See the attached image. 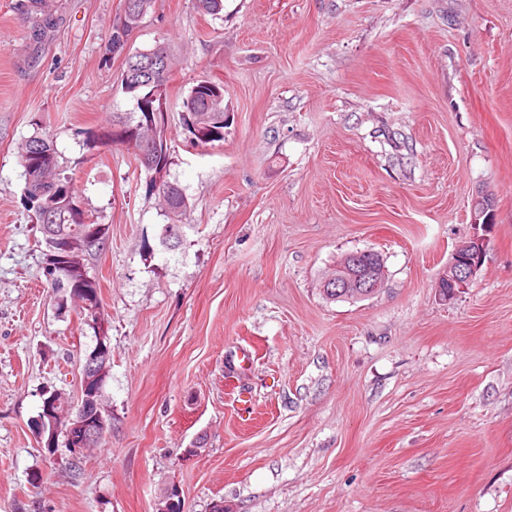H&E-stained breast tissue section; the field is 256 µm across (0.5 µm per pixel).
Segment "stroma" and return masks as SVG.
Here are the masks:
<instances>
[{
	"label": "stroma",
	"mask_w": 512,
	"mask_h": 512,
	"mask_svg": "<svg viewBox=\"0 0 512 512\" xmlns=\"http://www.w3.org/2000/svg\"><path fill=\"white\" fill-rule=\"evenodd\" d=\"M23 2L0 0V512H155L171 483L183 512H512V0H155L127 50L175 58L174 250L132 151L83 144L134 106L122 57L102 61L123 0H42L38 40ZM201 80L224 85V139L193 146L181 104ZM40 127L110 228L112 427L78 455L30 428L46 391L79 398L95 345L50 303L23 204L18 146ZM479 192L484 262L447 302ZM360 250L384 287L327 299ZM243 347L256 359L232 370ZM364 257L366 258V263L363 266L364 268L367 266H378L381 268L373 267V269L369 272V276L364 279L361 278V275L351 279L347 276L343 277L340 272L344 270V266L347 264L346 259H349V256H345L336 264V282L330 278L324 283L325 288H323V291L328 299L336 301L357 300L374 294H359V296L356 294H346L341 297H336V293H338L336 288H342L343 290L340 292L346 291L349 288H366V291L368 292H375L381 288L385 280V274L383 273L384 269L382 268L384 267L382 257L377 252L374 253L372 251H369L368 254H364ZM330 283H332L333 287L336 288H331V290L326 288V286Z\"/></svg>",
	"instance_id": "35a3bbf8"
}]
</instances>
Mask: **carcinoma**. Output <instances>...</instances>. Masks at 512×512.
<instances>
[{"mask_svg":"<svg viewBox=\"0 0 512 512\" xmlns=\"http://www.w3.org/2000/svg\"><path fill=\"white\" fill-rule=\"evenodd\" d=\"M155 0H124L123 16L112 24L107 41V57L123 53L132 26L142 23L145 15L154 6ZM173 66V54L162 46L136 52L125 57L120 75L122 91L132 100L147 95L151 88L139 84L144 78L152 80L155 86H164L169 82ZM205 85L197 82L191 87L182 101V124L190 143L205 146L224 141V97L213 98L211 104L204 102L202 89ZM207 112L213 120L207 125L201 124L197 113ZM148 115L136 109L132 112L115 113L112 123L99 129L82 131L84 143L90 150L100 145L121 146L133 152L139 166L146 172L145 192L151 196L162 193L168 196V208L164 216L168 223L160 233L162 245L176 248L184 236L182 218L189 207L188 198L183 189L168 180L172 154L170 145L156 157L153 165H148L140 155L141 145L138 137H147L157 133L160 139L168 140V128L163 125L155 129L148 124ZM120 126L133 133L128 141L112 140V128ZM19 164L23 168V202L32 211L36 223L40 224L45 243L43 274L51 275L47 285L51 291L50 300L60 312L83 302L82 310L87 325L94 329V337H99L98 319L100 315L101 289L96 276L90 275L91 261L100 254L108 241L109 226L100 224L79 205L72 179L60 164L59 155L54 146L53 137L45 130H38L28 137L18 148ZM97 235V244L84 248V238L88 233ZM64 239L74 245L71 252L57 249L55 242ZM70 398L57 391L50 392L42 400L37 419L31 427L39 430L40 424H49L47 409L53 408L62 415L68 413Z\"/></svg>","mask_w":512,"mask_h":512,"instance_id":"cac0c4a2","label":"carcinoma"}]
</instances>
